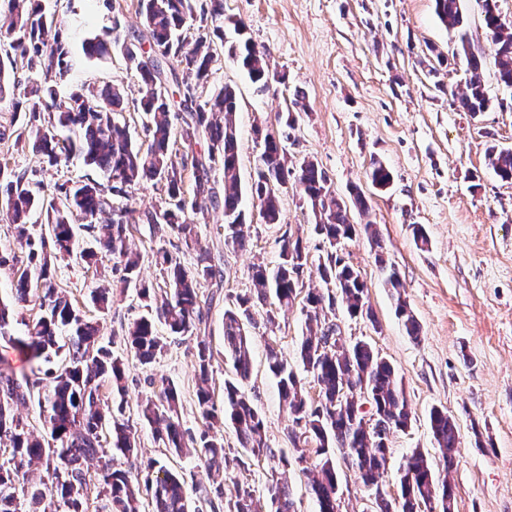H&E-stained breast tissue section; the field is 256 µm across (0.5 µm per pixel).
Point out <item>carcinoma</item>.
Returning <instances> with one entry per match:
<instances>
[{"label": "carcinoma", "mask_w": 512, "mask_h": 512, "mask_svg": "<svg viewBox=\"0 0 512 512\" xmlns=\"http://www.w3.org/2000/svg\"><path fill=\"white\" fill-rule=\"evenodd\" d=\"M435 13L448 29L459 33V50L470 74L466 90L455 97L464 112H483L488 97L481 79L483 55L474 51L463 32L462 0H434ZM11 21L0 38V101L15 96L21 70L26 74L25 97L31 112L19 128L17 138L29 135L35 148L58 165L72 155L100 170L107 178L101 183L88 178L73 186L61 184L51 195L38 196L30 188L26 173L0 165V209L15 224L25 255H0V272L11 282L13 303L39 301V314L25 324L24 335L14 346L31 362V374L19 376L9 363L0 362V512H88L89 494L103 502L101 512H295L288 487L278 483L263 498L247 482L236 484L234 499L223 502L221 486L198 482V505L192 506L185 480L156 461L137 473L102 464L96 486H91L85 464L102 460L107 454L130 457L137 448L136 427L125 417L127 386L125 360L100 344V328L58 291L51 266L55 261L77 255L87 264L98 253L112 255L123 268L122 282L134 288L147 314L133 320L125 330L126 351L144 366L153 363L167 348L156 323L176 336H195V356L200 385L197 411L202 420L199 435L182 428L179 394L168 384L142 396L137 420L149 425L167 452L197 457L205 470L220 474L228 468L223 435L216 428L231 422L240 448L256 459L275 457L269 448L260 410L242 389L252 371L250 359L252 298L241 297L237 307L224 310V356L230 358L235 378L224 381V398L218 402L209 386L214 352L207 336L201 334L207 301L199 288L204 283L222 286L223 271L207 251H199L189 266L160 247L153 252L160 266L163 286L155 288L139 280L140 255L130 251L128 239L133 228L132 211L116 207L112 197L144 182L161 183L167 198L161 205L143 212L144 224L166 225L177 233L186 247L198 244V225L191 213L204 206L223 207L224 244L242 249L246 241L237 227L243 223L242 191L238 173V139L234 124L237 107L235 90L225 86L206 101L197 102V84L207 80L215 61L213 51L199 37L191 42L183 35L196 10L195 0H138L143 30L124 43L126 58L141 87L138 110L148 117L147 145H138L126 123L117 118L123 112L124 95L112 85L75 91L65 98L58 84L70 72V51L60 38V23L54 16L31 6L30 0H7ZM486 39L493 51L498 82L512 89V27L500 18L497 0H482ZM235 39L228 52L247 71L261 90L275 80L263 54L244 37V25L233 22ZM114 27H106L84 43L89 58L101 59L112 42ZM169 68L180 100L169 97V85L162 83ZM186 112L179 129H174L171 111ZM48 113L45 124H35L37 114ZM69 135L62 138L58 131ZM207 147L200 148L201 143ZM181 144L191 156L193 197L183 191L186 163L173 158V146ZM489 167L505 181H512V148L488 150ZM223 174V193L216 191V171ZM293 179L300 201L312 212L314 230L328 243L330 251L318 259L316 271L327 291L316 288L305 293L306 334L299 350V362L310 373L320 391L314 400L297 371L274 345L267 346L266 362L275 378L281 400L295 425L306 436H294L308 444L296 449L295 462L309 472L310 492L319 512H340L341 497L336 475V452L351 461L364 486L375 488V512H394L392 502L380 491L379 481L387 469L389 439L377 435L362 411L368 402L384 417L388 432L403 431L411 423L412 409L406 390L395 369L380 358L371 345L359 340L342 353L336 351V324L322 318L324 310L341 300L348 314L375 322L367 298L366 283L351 264L333 252L336 245L363 233L377 242L370 224H355L348 204L362 210L367 199L351 189L350 201L336 196L326 173L318 164L304 160L288 165L281 139L266 133L260 166L252 193L260 201V214L267 224L280 220L279 187ZM371 184L381 190L392 182V174L380 160L371 163ZM40 226L50 232L53 250H47ZM102 234H95L96 228ZM311 255L300 237L283 239L279 262L270 269L252 267L251 279L257 300L272 296L279 308L292 307L300 294L301 275ZM386 286L396 299V312L406 334L417 340L421 327L401 298V281L393 266L378 259ZM38 397L40 416L49 437H39L15 413V407ZM433 437L443 465H454L459 431L448 410L434 408L429 414ZM35 462L45 463L51 482L26 483L23 470ZM399 512H453L454 490L448 478L436 475L432 463L419 449L406 457L400 468Z\"/></svg>", "instance_id": "1"}]
</instances>
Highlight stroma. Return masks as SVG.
<instances>
[{"mask_svg": "<svg viewBox=\"0 0 512 512\" xmlns=\"http://www.w3.org/2000/svg\"><path fill=\"white\" fill-rule=\"evenodd\" d=\"M208 2L196 0L187 32L192 40L206 38L215 54L211 74L196 94L203 100L227 85L237 93L239 173L245 190L241 229L246 238L244 249L225 246L223 210L211 209L198 218L199 246L220 257L224 272L223 287L204 324L214 351L215 391L223 392L225 380L234 375L224 356V311L238 296L254 295L252 264L275 265L288 235L302 237L311 256L327 250L313 234L314 218L301 206L295 187L280 193L277 224L263 222L259 202L248 192L261 152L255 130L278 129V114L291 108L299 90L307 112L286 143L289 160L316 162L339 197H347L353 185L366 193L368 211L352 213L351 220L375 226L385 259L399 273L402 297L421 325L420 339L407 336L368 239L343 243L340 253L366 282L375 318L350 317L340 304L328 317L345 344L368 341L395 367L413 412L410 426L390 435V465L382 480L386 497H398L397 470L413 449L438 462L429 425V411L436 406L447 410L459 429V453L449 474L454 512H512V183L502 181L487 164L490 147L512 148V90L497 80L480 0H463L467 35L484 54L489 107L476 114L460 111L452 97L465 87L466 62L457 53L456 33L438 20L433 0H224L225 17L243 22L246 37L267 49L270 68L287 77L262 93L216 36L205 11ZM39 4L62 21L61 36L73 59L61 94L84 85L123 86L121 119L133 139L144 142L145 117L136 107L139 86L121 47L109 45L101 61L86 58L82 50L84 40L112 21H119L125 35L141 28L137 0H112L108 8L101 0ZM16 129L9 102H0V163L27 172L44 193L67 181L95 177V170L77 158L49 165L32 140H17ZM375 159L393 175L383 191L375 190L368 178ZM416 224L427 231L426 248L414 241ZM129 244L142 254L140 276L149 283L161 280L153 248L165 247L187 265L195 258L166 226L135 225ZM122 275L110 258L100 257L93 269L71 258L56 263L54 280L75 306L100 323L103 343L124 356L126 415L136 416L137 402L151 383L168 381L178 390L184 428L198 432L195 340L170 339L167 350L147 367L127 354L124 329L142 310L133 291H120ZM102 284L116 289L104 310L91 300ZM277 307L270 298L251 308L252 373L243 384L264 418L275 456L259 461L246 455L232 426H224V450L234 463L215 481L228 499L235 495L236 481L252 484L261 494L277 481L292 492L297 512H318L306 474L278 460L279 454L293 455L296 427L267 369L266 347L275 344L289 362H296L305 316L296 306L279 316L276 328H267L266 315ZM137 437V456L117 458L115 466L133 471L156 460L176 473L205 480L197 459L169 455L149 426H138ZM336 472L343 512H372L374 495L355 471L340 462Z\"/></svg>", "mask_w": 512, "mask_h": 512, "instance_id": "35a3bbf8", "label": "stroma"}]
</instances>
